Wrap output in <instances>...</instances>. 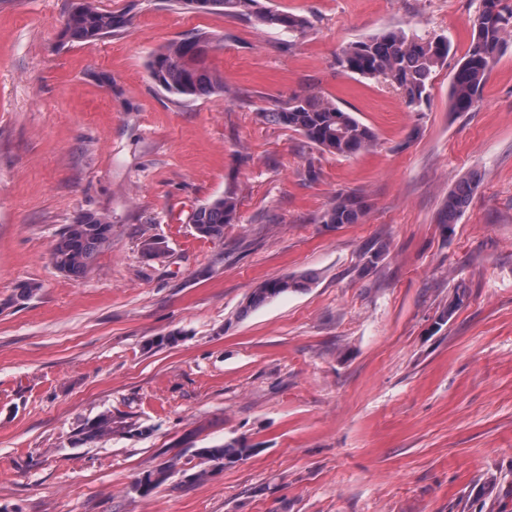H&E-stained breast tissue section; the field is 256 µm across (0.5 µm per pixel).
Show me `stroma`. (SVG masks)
I'll return each mask as SVG.
<instances>
[{"instance_id": "obj_1", "label": "stroma", "mask_w": 512, "mask_h": 512, "mask_svg": "<svg viewBox=\"0 0 512 512\" xmlns=\"http://www.w3.org/2000/svg\"><path fill=\"white\" fill-rule=\"evenodd\" d=\"M72 3L0 0V512H512V41L478 108L450 109L480 0H258L307 17L299 37L96 0L131 23L86 43L62 35ZM392 29L451 41L422 111L336 65ZM192 31L218 40L224 94L152 80V54ZM304 89L375 147L339 158L262 119ZM228 189L236 223L198 237L188 215ZM339 192L364 199L360 223H323ZM90 212L112 240L74 279L50 252ZM146 231L163 257L142 254ZM302 274L306 290L247 309L259 283ZM27 281L41 288L16 303ZM103 415L112 432L84 439ZM233 438L252 454L199 458ZM477 184V179L469 178L461 180L456 185L448 194V201L440 217V224H444L447 227L450 224H456L458 217L469 204ZM172 467V464H163L155 470L143 473V475L132 485V492L141 495L151 493L168 481L172 476Z\"/></svg>"}]
</instances>
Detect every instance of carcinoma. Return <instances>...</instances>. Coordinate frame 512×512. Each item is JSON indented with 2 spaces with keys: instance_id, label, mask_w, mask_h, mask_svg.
I'll return each instance as SVG.
<instances>
[{
  "instance_id": "1",
  "label": "carcinoma",
  "mask_w": 512,
  "mask_h": 512,
  "mask_svg": "<svg viewBox=\"0 0 512 512\" xmlns=\"http://www.w3.org/2000/svg\"><path fill=\"white\" fill-rule=\"evenodd\" d=\"M205 11L252 16L270 30L290 35H303L309 28L307 18L277 9H260L257 0H170ZM125 14L104 11L81 0L67 14L63 35L72 42L104 39L128 26ZM512 36V7L504 0H481L472 19V36L464 56L455 66L450 100L454 112H471L478 107L487 77L498 60L501 48ZM215 40L199 33L186 34L155 52L149 61L153 80L167 93L181 99L224 93V83L209 67V53ZM451 43L447 36H422L416 32L389 30L377 36L352 42L336 59L343 70L371 79H381L401 95L405 106L417 112L427 103L433 74L445 64ZM273 124L300 133L312 146L336 157L348 158L370 149L376 142L373 129L360 122L335 101L312 90L295 92L288 106L262 112ZM475 178L464 179L448 194L440 223H456L469 204L477 187ZM238 201L235 192L206 201L192 211L189 223L202 238L221 239L224 226L237 220ZM366 213L364 200L354 193H339L323 214L325 224H357ZM112 239V224L104 216L87 213L68 224L55 239L51 260L63 274L83 277L96 254ZM142 253L159 258L165 253L164 241L142 234ZM309 275L283 276L265 280L250 294L247 308L254 309L268 301L309 287ZM112 430V417L104 415L84 429V439L91 440ZM252 448L239 439L201 448V459L216 465L234 463L249 456ZM172 476V465L143 473L131 491L146 495L165 484Z\"/></svg>"
}]
</instances>
